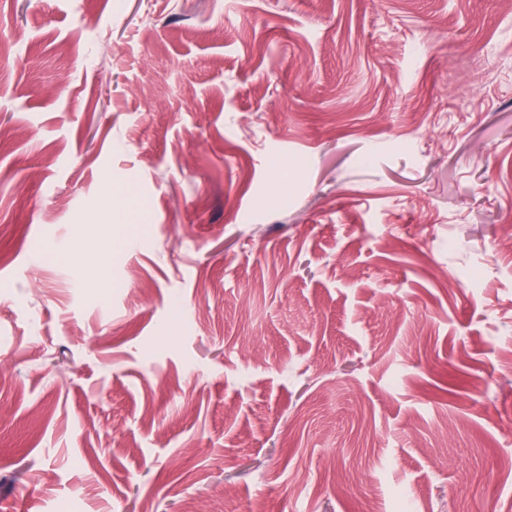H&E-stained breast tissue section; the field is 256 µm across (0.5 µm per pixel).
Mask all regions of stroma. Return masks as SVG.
<instances>
[{
	"label": "stroma",
	"mask_w": 512,
	"mask_h": 512,
	"mask_svg": "<svg viewBox=\"0 0 512 512\" xmlns=\"http://www.w3.org/2000/svg\"><path fill=\"white\" fill-rule=\"evenodd\" d=\"M507 0H0V512H512Z\"/></svg>",
	"instance_id": "obj_1"
}]
</instances>
